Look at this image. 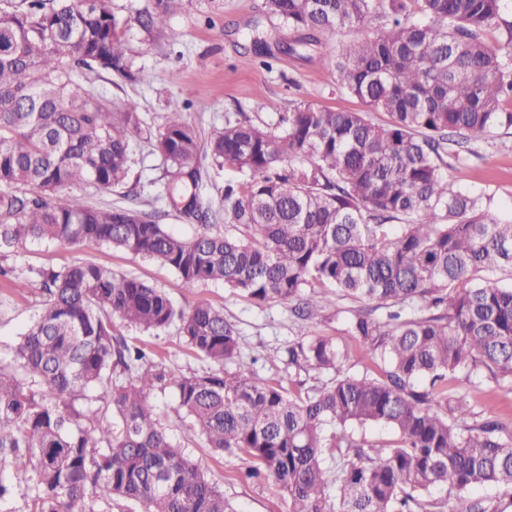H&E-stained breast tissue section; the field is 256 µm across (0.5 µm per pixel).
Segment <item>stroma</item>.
<instances>
[{
    "label": "stroma",
    "mask_w": 512,
    "mask_h": 512,
    "mask_svg": "<svg viewBox=\"0 0 512 512\" xmlns=\"http://www.w3.org/2000/svg\"><path fill=\"white\" fill-rule=\"evenodd\" d=\"M155 6V0H112V13L125 30L134 79L105 72L76 71V80L122 106L133 100L139 105L146 126L163 124L171 100H189L185 119L200 133L222 126L228 112L244 113L254 123L276 118L295 104L310 102L334 110H358L356 97L336 88V75L319 57L313 44L300 52L285 50L296 40L294 32L281 25L269 0H183L164 31H143L138 16ZM162 175V160L148 143L137 148L135 163L126 185L111 193L86 190L88 201L98 206H127L152 199L154 180ZM455 188L492 196L502 214L512 213V135L477 146L475 156L449 169ZM85 261L138 277L165 289L176 307L189 308L199 301L222 309L237 324L245 352L262 351L270 360L260 363L261 379L288 380L289 374L276 361L296 336L297 329L342 340L339 321L298 326L286 304L257 303L224 288L220 283L182 287L176 273L160 262L105 245L70 248L51 243L27 246L5 259L6 265L25 268L62 267ZM37 309L35 289L20 279L0 293V361L10 360L12 349L30 324ZM115 333L130 343L161 354L166 363L183 372L201 369L203 362L188 350L176 329L154 335L114 320ZM448 392L467 410L486 413L512 424V393L498 389L493 381L460 372L448 379ZM173 443L217 483L236 512H288L286 498L267 484L246 479L248 457L220 454L204 438L193 435L176 411L173 393L155 395Z\"/></svg>",
    "instance_id": "35a3bbf8"
}]
</instances>
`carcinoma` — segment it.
<instances>
[{"label": "carcinoma", "mask_w": 512, "mask_h": 512, "mask_svg": "<svg viewBox=\"0 0 512 512\" xmlns=\"http://www.w3.org/2000/svg\"><path fill=\"white\" fill-rule=\"evenodd\" d=\"M182 0L139 15L163 30ZM283 26L322 46L336 88L365 111L300 102L261 125L224 115L203 137L178 103L158 129L134 102L114 109L73 67L131 78L112 0H22L0 14V254L31 242L105 244L160 261L185 288L222 283L288 305L300 321L343 322L375 369L297 334L280 361L313 382H259L236 325L207 302L185 311L160 288L109 268L0 266V288L37 285L39 308L0 362V500L14 512H236L176 445L151 399L175 394L189 429L240 453L289 512H447L475 486L512 488V426L469 414L448 376L483 374L512 393V221L486 194L457 190L448 159L512 134L509 0H270ZM386 18L350 42L336 31ZM387 115L375 121L370 112ZM163 160L149 208H99L136 144ZM230 169L219 208L207 167ZM176 215L198 227L185 239ZM224 224H219V221ZM349 298L356 307L338 308ZM176 327L207 367L183 373L114 333ZM379 424L392 445L357 440Z\"/></svg>", "instance_id": "cac0c4a2"}]
</instances>
